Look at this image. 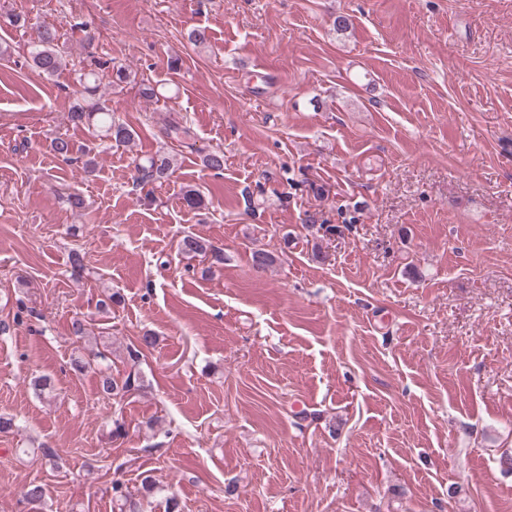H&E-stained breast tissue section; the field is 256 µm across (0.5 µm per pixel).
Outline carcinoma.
I'll list each match as a JSON object with an SVG mask.
<instances>
[{
	"label": "carcinoma",
	"mask_w": 512,
	"mask_h": 512,
	"mask_svg": "<svg viewBox=\"0 0 512 512\" xmlns=\"http://www.w3.org/2000/svg\"><path fill=\"white\" fill-rule=\"evenodd\" d=\"M60 34L55 26L42 25L36 37L26 44V60L38 69L45 77L52 79L65 67V60L59 46ZM95 68L79 75V83L83 87L81 100L70 108V120L74 123L87 124L94 127L97 136L115 141L119 144L133 142L135 131L127 124L115 120L112 110L96 100V94L103 79L109 83H123L129 79L128 70L115 67L110 60L97 59ZM204 167L219 175L224 171V151L214 150L204 155ZM139 184H163L174 173V160L166 154H156L146 162H136ZM180 251L189 256L202 255L215 263L224 262V248L204 241L193 235H185L179 241ZM135 379L126 376L119 383L112 376H105L100 381L101 392L106 396L117 397L131 390Z\"/></svg>",
	"instance_id": "obj_1"
}]
</instances>
